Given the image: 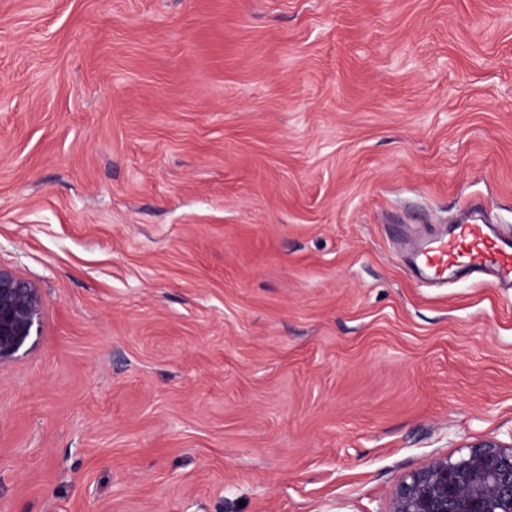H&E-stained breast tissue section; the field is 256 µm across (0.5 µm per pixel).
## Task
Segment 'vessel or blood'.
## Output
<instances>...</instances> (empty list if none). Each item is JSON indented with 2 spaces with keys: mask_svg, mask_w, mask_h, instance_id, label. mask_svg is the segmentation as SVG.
Segmentation results:
<instances>
[{
  "mask_svg": "<svg viewBox=\"0 0 512 512\" xmlns=\"http://www.w3.org/2000/svg\"><path fill=\"white\" fill-rule=\"evenodd\" d=\"M417 257L430 277L438 280L455 271L489 272L498 281L512 280V239L489 234L483 224L454 225L448 236L422 245Z\"/></svg>",
  "mask_w": 512,
  "mask_h": 512,
  "instance_id": "b4317fda",
  "label": "vessel or blood"
}]
</instances>
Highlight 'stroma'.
I'll use <instances>...</instances> for the list:
<instances>
[{
  "label": "stroma",
  "instance_id": "stroma-1",
  "mask_svg": "<svg viewBox=\"0 0 512 512\" xmlns=\"http://www.w3.org/2000/svg\"><path fill=\"white\" fill-rule=\"evenodd\" d=\"M512 0H0V512H390L512 442ZM488 224H454L446 238L422 245L417 257L430 277L447 280L448 271L490 272L500 282L512 280V240L491 235ZM42 307L34 283L0 266V363L12 359L37 332Z\"/></svg>",
  "mask_w": 512,
  "mask_h": 512
}]
</instances>
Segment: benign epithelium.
<instances>
[{"instance_id":"7a95c632","label":"benign epithelium","mask_w":512,"mask_h":512,"mask_svg":"<svg viewBox=\"0 0 512 512\" xmlns=\"http://www.w3.org/2000/svg\"><path fill=\"white\" fill-rule=\"evenodd\" d=\"M39 288L0 266V363L33 336ZM391 512H512V444L485 441L452 460L440 457L396 483Z\"/></svg>"}]
</instances>
